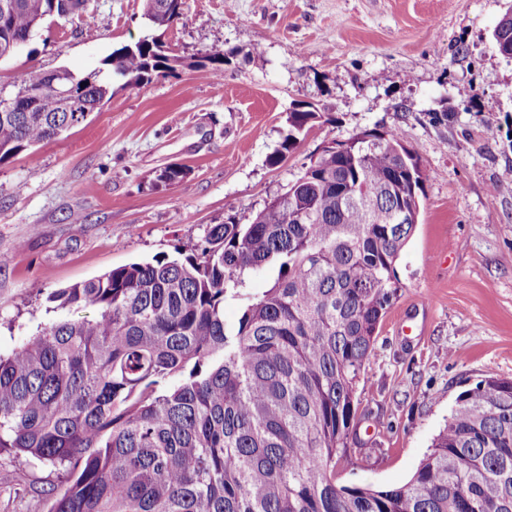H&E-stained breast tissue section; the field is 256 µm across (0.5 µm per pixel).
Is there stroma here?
I'll return each instance as SVG.
<instances>
[{
	"label": "stroma",
	"instance_id": "obj_1",
	"mask_svg": "<svg viewBox=\"0 0 512 512\" xmlns=\"http://www.w3.org/2000/svg\"><path fill=\"white\" fill-rule=\"evenodd\" d=\"M90 8L93 22L44 25L31 55L0 63V83L35 69L83 74L145 36L185 63L143 86L114 83L87 122L0 163V354L58 319L53 290L194 249L210 225L250 223L324 146L397 127L425 198L336 481L404 485L457 395L512 377V61L492 38L512 0H182L165 30L143 0ZM214 52L224 76L208 80L192 63ZM301 102L330 120L270 164ZM171 165L188 175L167 186L158 176ZM1 478L15 492L0 512H45L39 491L59 482L6 453Z\"/></svg>",
	"mask_w": 512,
	"mask_h": 512
}]
</instances>
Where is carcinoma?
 Returning <instances> with one entry per match:
<instances>
[{
  "mask_svg": "<svg viewBox=\"0 0 512 512\" xmlns=\"http://www.w3.org/2000/svg\"><path fill=\"white\" fill-rule=\"evenodd\" d=\"M9 44L53 15L94 18L87 0H9ZM182 0H143L168 28ZM155 38L125 44L77 85L74 111L45 90L35 112L0 111V163L61 136L112 97L114 80L175 70ZM224 77V55L193 64ZM41 72L15 80L22 103ZM324 118L289 113L275 165ZM424 196L402 130L325 153L250 224H213L183 258L132 262L59 288L63 318L0 355V453L61 473L47 512H512V379L461 391L410 480L375 489L336 483L348 457L355 395L379 326L397 298L396 264L416 225L396 210ZM269 269L234 324L224 304Z\"/></svg>",
  "mask_w": 512,
  "mask_h": 512,
  "instance_id": "cac0c4a2",
  "label": "carcinoma"
}]
</instances>
